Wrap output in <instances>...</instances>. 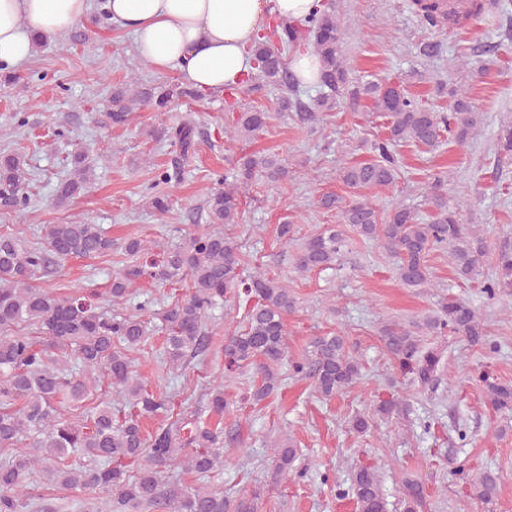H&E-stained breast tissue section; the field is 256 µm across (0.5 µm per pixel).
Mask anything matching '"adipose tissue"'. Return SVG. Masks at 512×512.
Returning <instances> with one entry per match:
<instances>
[{"label":"adipose tissue","instance_id":"1","mask_svg":"<svg viewBox=\"0 0 512 512\" xmlns=\"http://www.w3.org/2000/svg\"><path fill=\"white\" fill-rule=\"evenodd\" d=\"M315 0H106L114 24L130 31L136 54L155 69L220 93L255 70L254 42L272 18L304 20ZM91 0H0V67L29 60L42 34L81 23Z\"/></svg>","mask_w":512,"mask_h":512}]
</instances>
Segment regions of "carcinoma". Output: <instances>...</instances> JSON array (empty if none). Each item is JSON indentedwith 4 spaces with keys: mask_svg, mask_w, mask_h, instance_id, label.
<instances>
[{
    "mask_svg": "<svg viewBox=\"0 0 512 512\" xmlns=\"http://www.w3.org/2000/svg\"><path fill=\"white\" fill-rule=\"evenodd\" d=\"M426 25L437 27L434 0H415ZM311 38V50L320 63V96L303 101L299 82L290 72L286 54ZM258 72L243 79L252 93L267 86L281 91L282 109L297 121L312 127L322 113L342 100L354 109L367 108L388 119L384 137L370 145L371 159L342 167L339 178L348 188L386 189L399 178L395 147L412 144L435 149L450 135L464 142L476 130L480 113L466 88L439 82L436 93L448 97V113L411 97L403 85L389 79L364 81L350 76L341 54V35L333 4L316 0L306 24L278 21L272 35L261 36L255 45ZM202 92L190 86L162 82L145 85L135 75L112 88L109 100L114 125H126L133 113L152 109L165 112L173 106L196 100ZM270 112L247 109L237 113L224 136L252 142L268 126ZM195 122L177 126H153L148 139L175 146L182 156L195 150ZM97 159L77 147L66 158L64 176L58 179L51 198L55 207L67 205L84 193L94 180ZM256 175L271 183L288 179L289 167L275 155L257 150L242 157L224 187L211 190L205 199L211 230L198 231L167 250L155 253L145 240L133 237L122 245L127 259L112 273L100 304L97 293L59 295L40 288L34 281L52 275L71 257H100L112 253V238L100 224H48L39 240L24 241L14 229L0 230V512H57L55 502L28 491L30 479L45 474L64 489H79L95 495L101 504L118 512H263L258 491L235 499L208 486L222 469L224 440L235 442L236 432L211 426L201 418H179L152 433L144 428L148 418L174 417V402L162 391L151 390L134 370L135 354L145 349L154 332H164L161 358L174 368L207 356L216 335L213 312L230 298H243L244 326L224 338V375L246 368L254 370L259 383L249 400L261 404L282 385L279 369L288 364L293 375L313 380L324 399L344 393L358 378L361 366L346 348L345 337L333 334L314 337L295 359L288 356L286 317L298 308V299L275 277L266 274L247 280L240 277L246 264L243 245L228 233L241 223L237 185ZM34 181L25 156L0 150V211L22 212L30 202ZM437 178L426 195L428 219L404 204L381 212L368 199L357 196L346 202L334 194L318 200L324 210H338L340 222L326 226L297 244L295 267L301 272L333 269L347 246L345 227L365 239H380L398 258L397 275L408 288L422 287L431 275L428 257L435 251L448 253L457 277L473 281L487 244L477 231L459 222L461 199L453 207L439 193ZM171 191L157 190L148 207L160 214L171 208ZM190 282L188 294L155 309L153 300H136L133 288L144 281L156 285ZM489 298L512 294V252L499 254L498 273L484 281ZM127 305L126 314L112 313V306ZM444 336L451 332L471 345L494 350L485 324L464 301L446 295L437 300L434 314L411 329L388 321L379 336L389 357L412 384L428 389L436 385L441 352L426 348L418 332ZM103 374L125 400V408L108 402L86 406L91 384ZM486 388V406L495 413L512 412V384L480 376ZM67 403L75 416L67 419L58 405ZM228 406L224 384L211 388L205 412L223 418ZM403 411L394 398L381 399L377 415L388 419ZM87 459L79 468L67 465L69 456ZM302 450L290 438L272 449L274 479L282 481L297 470ZM181 464L201 485L183 487L170 482L166 469ZM503 476L485 469L470 482L472 494L492 502ZM338 495L355 502L359 512H388L387 497L373 466L354 469L350 484ZM428 491L420 478L403 482L402 512H422Z\"/></svg>",
    "mask_w": 512,
    "mask_h": 512,
    "instance_id": "obj_1",
    "label": "carcinoma"
}]
</instances>
